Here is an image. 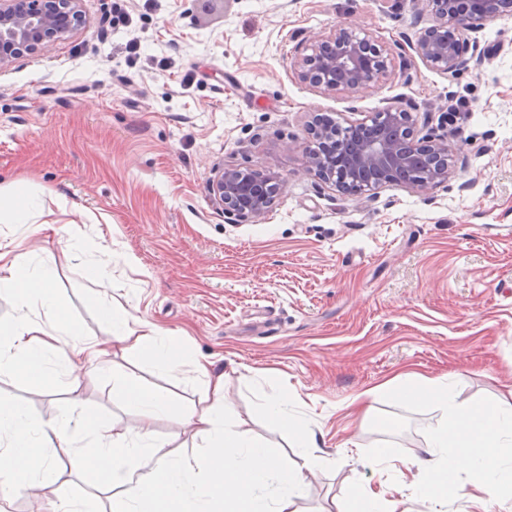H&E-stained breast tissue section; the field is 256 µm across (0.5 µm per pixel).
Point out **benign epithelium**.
I'll list each match as a JSON object with an SVG mask.
<instances>
[{
  "label": "benign epithelium",
  "mask_w": 512,
  "mask_h": 512,
  "mask_svg": "<svg viewBox=\"0 0 512 512\" xmlns=\"http://www.w3.org/2000/svg\"><path fill=\"white\" fill-rule=\"evenodd\" d=\"M467 13L455 9V0H427L428 25L411 50L429 69L453 76L468 62V52L479 50L476 34L487 19L512 13V0H472ZM82 0H0V69L38 56L48 45L71 37L85 25ZM452 29L473 35L472 41L451 42L440 33ZM390 53L367 34L340 24L314 37L293 62L298 79L322 93H363L389 73ZM372 120L377 134L340 159L313 150L306 167L336 191L374 198L379 190L399 183L398 172L415 174L422 155L430 153L443 164L428 167L419 179L406 184L412 190L438 187L448 181V137L433 132L420 137L409 125L407 112L388 107ZM279 174L256 173L233 165L213 170L211 194L224 206V217L234 222L263 216L280 189Z\"/></svg>",
  "instance_id": "1"
}]
</instances>
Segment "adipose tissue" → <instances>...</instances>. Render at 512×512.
<instances>
[{
    "mask_svg": "<svg viewBox=\"0 0 512 512\" xmlns=\"http://www.w3.org/2000/svg\"><path fill=\"white\" fill-rule=\"evenodd\" d=\"M0 295L10 297L17 313L8 327L9 339L0 345V365L21 361L33 377L48 371L46 356L61 342L58 327L63 310L56 297L55 270L51 256L36 258L28 252L0 246ZM102 314L112 324L104 340L72 341L65 353L67 369L94 368L105 372L119 353L136 348L162 368L179 365L175 339L163 338L147 321L130 323L126 313L103 307ZM194 373L207 384L210 404L203 409L184 410L188 423L197 426L208 439L205 453L178 460L156 456L144 433L118 439L112 435L111 421L87 419L74 413L50 429L38 427L17 403L0 400V476L25 487L50 484L62 457L86 470L112 461L107 485L112 491L113 512H152L158 499L183 505L184 512H209L208 495L240 503L244 512H296L306 471L326 465V458L314 451V434L309 423L290 414L286 399L272 395L264 403L271 424H284L297 448L295 465L278 461L271 449L257 444L247 433L226 421L224 374L212 359H193ZM457 381L448 376L421 379L404 386L406 397L421 401L432 398L447 420L468 417L466 432L449 434L447 428L430 431L421 458L415 462L422 497H429L436 477L452 476L464 468L479 475L478 489L489 501L512 499V482L502 476L504 449L512 447V384L505 385L491 419L464 415L458 400ZM98 442L94 453L71 447L70 442L84 431Z\"/></svg>",
    "mask_w": 512,
    "mask_h": 512,
    "instance_id": "ef3b65f1",
    "label": "adipose tissue"
}]
</instances>
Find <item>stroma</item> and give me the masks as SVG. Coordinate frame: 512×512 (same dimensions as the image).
<instances>
[{"label":"stroma","mask_w":512,"mask_h":512,"mask_svg":"<svg viewBox=\"0 0 512 512\" xmlns=\"http://www.w3.org/2000/svg\"><path fill=\"white\" fill-rule=\"evenodd\" d=\"M424 0H83L86 26L41 55L0 70V190L40 196L56 231L0 223V244L51 255L64 309L63 342L105 339L100 306L174 333L186 360L163 369L139 350L110 373L71 372L62 350L33 378L0 367V399L36 424L70 413L111 420L117 434L149 431L157 454L205 451L179 415L203 407L190 356L224 372V411L240 430L295 458L287 426L266 419L275 393L306 418L326 466L306 473L298 512H355L379 493L386 512H512L480 503L465 469L457 490L421 501L409 462L438 410L378 397L365 419L346 410L359 392L396 376H450L460 401L493 408L512 382V15L487 21L481 57L454 77L409 49ZM348 23L391 49V73L365 93L322 94L293 60L303 42ZM138 39L137 57L124 46ZM464 97L469 111L449 113ZM396 106L418 134L447 135V184L414 193L345 196L305 166L314 116L341 126ZM237 165L280 174L283 186L258 221L225 222L209 191L212 170ZM63 197L77 211L56 210ZM100 245L125 253L104 288L87 274ZM275 318L277 335L260 330ZM132 382L167 400L146 419L121 394ZM379 448L387 462L369 464ZM56 482L92 512H112L106 484L74 464Z\"/></svg>","instance_id":"obj_1"}]
</instances>
